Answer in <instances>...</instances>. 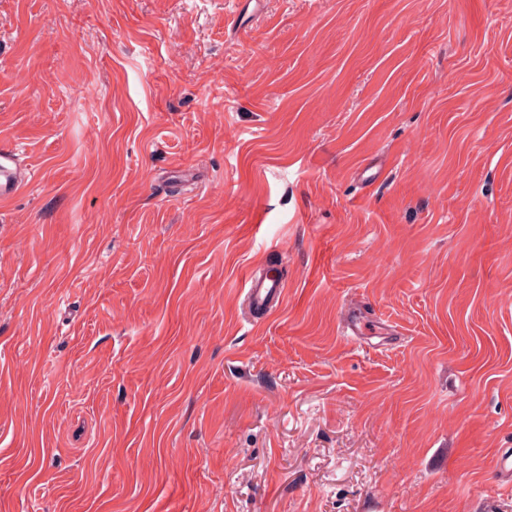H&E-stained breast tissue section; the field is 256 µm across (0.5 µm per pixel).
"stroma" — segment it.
<instances>
[{"instance_id": "35a3bbf8", "label": "stroma", "mask_w": 512, "mask_h": 512, "mask_svg": "<svg viewBox=\"0 0 512 512\" xmlns=\"http://www.w3.org/2000/svg\"><path fill=\"white\" fill-rule=\"evenodd\" d=\"M1 141L0 512H512V0H0ZM31 173L22 164L21 149L13 144H0V204L12 200L27 183ZM281 277L270 268L252 269L245 280L244 302L254 315L277 311L284 301Z\"/></svg>"}]
</instances>
